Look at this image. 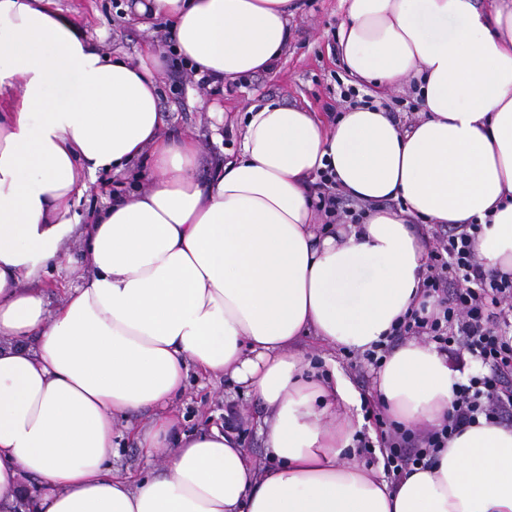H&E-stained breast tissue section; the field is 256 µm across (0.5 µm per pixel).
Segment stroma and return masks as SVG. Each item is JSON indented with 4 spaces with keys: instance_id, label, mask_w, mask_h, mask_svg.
<instances>
[{
    "instance_id": "35a3bbf8",
    "label": "stroma",
    "mask_w": 512,
    "mask_h": 512,
    "mask_svg": "<svg viewBox=\"0 0 512 512\" xmlns=\"http://www.w3.org/2000/svg\"><path fill=\"white\" fill-rule=\"evenodd\" d=\"M56 9L75 19L93 43L102 45L113 57L139 63L145 45L155 43L156 26L142 27L129 12L130 0H54ZM344 19L340 0H303L290 25L288 48L273 70L258 72L236 81L198 86L196 78L180 72L181 63L166 59L158 73L159 104L167 114L170 132L195 134L200 148V172L207 175L223 165L229 153L237 151L239 119L255 104L269 100L318 113L334 120L335 102L341 85L351 78L338 51L337 32ZM86 189L76 198L73 210L87 217L111 201L114 194L128 191L130 178H118L106 171H81ZM305 354L312 358L317 377L332 371L344 373L359 394L375 384L371 366L342 349L319 346L314 337L301 340ZM177 406L186 431H205L235 417L242 446L257 461H264L260 437L255 432L263 409L261 402L246 391H231L221 378L204 379L190 375Z\"/></svg>"
}]
</instances>
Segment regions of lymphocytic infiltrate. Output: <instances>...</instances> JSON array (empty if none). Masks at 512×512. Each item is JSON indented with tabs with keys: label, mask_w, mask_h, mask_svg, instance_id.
<instances>
[{
	"label": "lymphocytic infiltrate",
	"mask_w": 512,
	"mask_h": 512,
	"mask_svg": "<svg viewBox=\"0 0 512 512\" xmlns=\"http://www.w3.org/2000/svg\"><path fill=\"white\" fill-rule=\"evenodd\" d=\"M317 210L324 223L342 220L358 222L365 203L345 198L336 175L326 169L317 174ZM478 231L474 224H451L437 235L428 249V273L423 287L427 295L438 297L434 312L414 310L394 327L390 341L379 342L363 354L372 367H381L393 340L411 336L477 357L484 373L456 384L452 409L437 427L416 433L396 423L382 432L380 446L388 478L399 479L410 467L425 464L463 426L478 417L503 420L512 417V388L506 387L512 372V333L502 329V321L512 318V277L485 274L475 251Z\"/></svg>",
	"instance_id": "f902f5d3"
}]
</instances>
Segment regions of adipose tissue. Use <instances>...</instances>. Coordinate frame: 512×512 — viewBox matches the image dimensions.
<instances>
[{
	"mask_svg": "<svg viewBox=\"0 0 512 512\" xmlns=\"http://www.w3.org/2000/svg\"><path fill=\"white\" fill-rule=\"evenodd\" d=\"M341 60L358 83L415 80L421 116L380 104L327 123L275 101L244 115L237 153L208 176L166 133L155 51L111 59L53 0H0V512H512V428L479 419L391 482L351 456L359 396L312 378L301 336L365 352L423 296L412 224L477 223L487 274H512V0H341ZM176 54L233 80L280 58L296 0H134ZM150 185L90 223L78 168ZM373 203L319 226L318 171ZM82 233L80 286L48 310L33 288ZM262 403L268 465L220 426L189 435L174 404L190 372ZM457 374L435 344L395 347L373 399L404 426L438 425ZM154 410L145 429L133 422ZM163 473L111 470L117 422Z\"/></svg>",
	"mask_w": 512,
	"mask_h": 512,
	"instance_id": "adipose-tissue-1",
	"label": "adipose tissue"
}]
</instances>
